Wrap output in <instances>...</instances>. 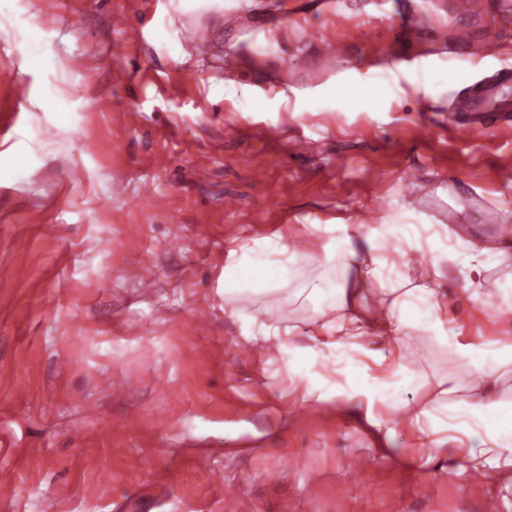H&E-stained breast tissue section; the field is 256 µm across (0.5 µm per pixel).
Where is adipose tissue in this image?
<instances>
[{
	"label": "adipose tissue",
	"instance_id": "1",
	"mask_svg": "<svg viewBox=\"0 0 512 512\" xmlns=\"http://www.w3.org/2000/svg\"><path fill=\"white\" fill-rule=\"evenodd\" d=\"M312 230L317 247L308 253L290 248L279 235L230 249L223 277L228 301L275 294L305 277L293 296L319 317L310 345L294 344L290 330L266 328L267 337L278 339L277 354L305 398L340 402L355 420L379 427L377 408L399 407L401 393L418 381L395 335L403 329L426 333L465 361L473 376L466 408L449 402L457 389L449 376L437 381L433 403L413 407L411 420L429 461L452 443L460 472L512 474V404L497 398L512 370V341H461L448 327V300L439 288L449 262L467 269L466 288H479L488 261L505 263L506 252L450 245L447 234L426 224H382L361 238L344 224H316ZM388 239L405 243V250L394 258L379 255V241Z\"/></svg>",
	"mask_w": 512,
	"mask_h": 512
}]
</instances>
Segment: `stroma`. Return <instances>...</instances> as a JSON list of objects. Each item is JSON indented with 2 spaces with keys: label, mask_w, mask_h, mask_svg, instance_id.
<instances>
[{
  "label": "stroma",
  "mask_w": 512,
  "mask_h": 512,
  "mask_svg": "<svg viewBox=\"0 0 512 512\" xmlns=\"http://www.w3.org/2000/svg\"><path fill=\"white\" fill-rule=\"evenodd\" d=\"M307 2L0 0V484L14 489L0 512L49 499L55 512H235L229 492L254 512H482L490 493L512 512V477L474 484L418 446L409 405L444 376L453 401L469 397L447 348L403 336L422 387L380 410L386 457L339 403L302 400L260 337L276 321L309 345L311 307L219 291L227 248L280 233L310 251L314 224L363 235L405 215L487 246L512 224V128L468 146L449 118L458 84L512 65V16ZM409 24L419 38L399 69L391 44ZM28 26L63 69L25 72ZM477 39L491 54L474 66L463 50ZM255 97L267 108L250 111ZM153 155L164 165L144 166ZM463 282L448 265L464 337H512V309ZM202 453L213 470L195 467ZM357 455L373 464L352 483Z\"/></svg>",
  "instance_id": "obj_1"
}]
</instances>
